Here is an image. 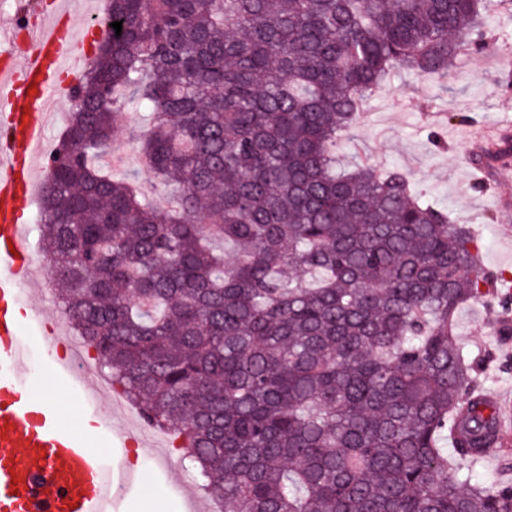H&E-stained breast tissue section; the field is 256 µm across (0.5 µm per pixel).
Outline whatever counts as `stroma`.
I'll list each match as a JSON object with an SVG mask.
<instances>
[{
	"instance_id": "obj_1",
	"label": "stroma",
	"mask_w": 512,
	"mask_h": 512,
	"mask_svg": "<svg viewBox=\"0 0 512 512\" xmlns=\"http://www.w3.org/2000/svg\"><path fill=\"white\" fill-rule=\"evenodd\" d=\"M492 51L461 54L448 75L397 72L381 82L360 105L358 124L344 132L336 153L342 166L366 161L376 168L412 173L416 188L458 224L469 225L478 240L480 260L498 275L497 294L486 302L466 305L456 315V341L478 360L479 381L485 391L512 395V336L500 334L512 324V222H501L500 197H512V183L480 175L470 162L471 133L491 126L512 132V21L491 30ZM466 115V122L450 120V113ZM137 112L116 117L114 153L110 168L122 175L135 170L144 191L153 192L152 175L141 169L133 136ZM35 319L21 335L30 362L45 365L48 345L43 324L64 321L65 315L52 280L32 296ZM58 410L72 429L84 428L101 417L112 420L113 433L140 436L139 414L131 405L110 408L108 402H78L58 391ZM119 463L135 471L136 480L116 503V512H146L150 495L159 494L170 512H185L182 486L202 492L203 481L180 452L157 457L152 445L120 449Z\"/></svg>"
}]
</instances>
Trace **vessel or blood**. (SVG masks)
<instances>
[{
	"label": "vessel or blood",
	"instance_id": "vessel-or-blood-1",
	"mask_svg": "<svg viewBox=\"0 0 512 512\" xmlns=\"http://www.w3.org/2000/svg\"><path fill=\"white\" fill-rule=\"evenodd\" d=\"M70 12L56 0L52 13L30 29L24 63L0 65V512H112L131 485L130 473L107 466L97 441L112 437L98 421L93 437L65 426L55 405L34 400L23 379L28 353L19 343L32 310L27 288L43 280L32 258L25 210L39 185L38 166L51 154L42 141L51 103L69 101L80 66L68 62ZM52 349L46 375L57 386L81 381L80 397L97 394L84 383L86 364L71 352L60 323L46 326Z\"/></svg>",
	"mask_w": 512,
	"mask_h": 512
}]
</instances>
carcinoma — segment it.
Wrapping results in <instances>:
<instances>
[{
	"mask_svg": "<svg viewBox=\"0 0 512 512\" xmlns=\"http://www.w3.org/2000/svg\"><path fill=\"white\" fill-rule=\"evenodd\" d=\"M493 0H109L46 172L43 253L67 319L224 512H512L448 460L500 448L454 341L492 294L471 228L404 170H336L394 71L489 50ZM144 114L160 208L114 178ZM236 247L224 262V245ZM139 114L131 110L121 111L116 117L114 143L116 151L112 163L105 164L114 175H123L131 170L139 172V183L144 191L154 193V179L152 175L143 169L139 163L133 134L139 125Z\"/></svg>",
	"mask_w": 512,
	"mask_h": 512,
	"instance_id": "carcinoma-1",
	"label": "carcinoma"
}]
</instances>
